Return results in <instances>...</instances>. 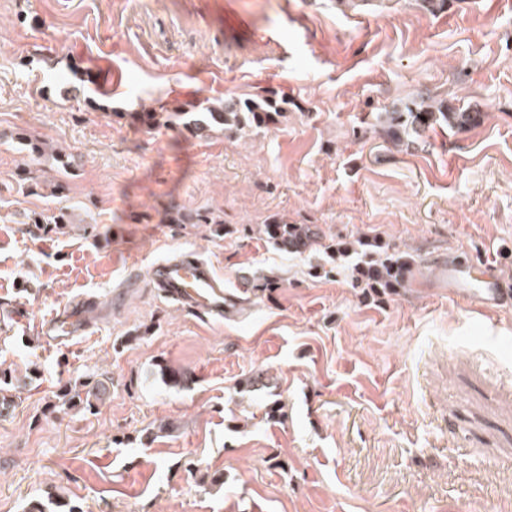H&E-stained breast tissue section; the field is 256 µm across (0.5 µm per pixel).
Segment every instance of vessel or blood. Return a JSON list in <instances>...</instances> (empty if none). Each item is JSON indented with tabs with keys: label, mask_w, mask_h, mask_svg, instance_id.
<instances>
[{
	"label": "vessel or blood",
	"mask_w": 512,
	"mask_h": 512,
	"mask_svg": "<svg viewBox=\"0 0 512 512\" xmlns=\"http://www.w3.org/2000/svg\"><path fill=\"white\" fill-rule=\"evenodd\" d=\"M448 280V295L464 304L481 309H497L512 299L508 285L498 267L463 255L449 257L443 267ZM149 281L157 292L177 302L183 309L204 312L221 320L238 312L245 302L244 293L228 291L224 276L214 264L201 257L180 253L152 264ZM83 297L48 318L43 334L54 343L68 342L89 329L83 311L90 306Z\"/></svg>",
	"instance_id": "1"
}]
</instances>
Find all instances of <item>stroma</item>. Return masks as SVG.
I'll return each mask as SVG.
<instances>
[{
	"label": "stroma",
	"instance_id": "obj_1",
	"mask_svg": "<svg viewBox=\"0 0 512 512\" xmlns=\"http://www.w3.org/2000/svg\"><path fill=\"white\" fill-rule=\"evenodd\" d=\"M423 93L483 119L386 141L381 112ZM256 94L287 116L241 137L130 119ZM24 135L72 154L42 176L78 223H28L60 203L18 185ZM205 209L222 231L163 220ZM273 216L322 246L279 251ZM359 239L408 286L358 283L336 249ZM181 252L250 303L217 322L156 295ZM459 253L512 281L504 0H0V512H512V307L449 300ZM81 295L89 331L49 344ZM78 379L106 380L94 411L59 404Z\"/></svg>",
	"mask_w": 512,
	"mask_h": 512
}]
</instances>
